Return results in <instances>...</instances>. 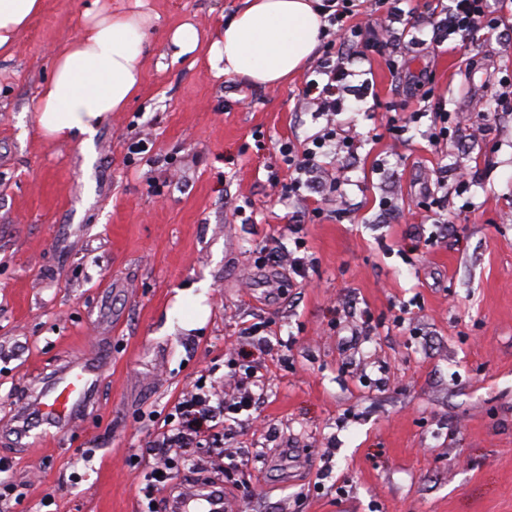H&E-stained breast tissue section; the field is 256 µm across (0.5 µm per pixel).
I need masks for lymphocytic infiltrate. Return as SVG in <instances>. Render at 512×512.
Instances as JSON below:
<instances>
[{
  "label": "lymphocytic infiltrate",
  "mask_w": 512,
  "mask_h": 512,
  "mask_svg": "<svg viewBox=\"0 0 512 512\" xmlns=\"http://www.w3.org/2000/svg\"><path fill=\"white\" fill-rule=\"evenodd\" d=\"M354 2L325 0L330 38L323 45L322 58L316 67L317 76L306 82L303 94L314 98L318 112L326 118V125L308 137L303 146L287 143L280 149L290 172L288 191L293 195L299 194L306 177L318 171V159L324 156L326 147L338 144L348 148L353 144L352 136L341 135L336 122L337 115L345 109L344 95L348 90L351 65L367 60L369 54L375 53L384 56L391 69H398L399 63L391 46L400 34L410 33L420 24L414 10L403 8V0H375V8L384 12L382 23L374 26L356 24L352 21ZM507 7V0H448L443 19L433 24L431 42L437 45L453 36L457 39L456 51L467 54L479 32L499 29ZM260 399V394L241 387L225 399L223 405L216 407L204 393L186 392L177 407L179 425L168 441L179 448L191 447L210 422L227 413L238 415L255 409Z\"/></svg>",
  "instance_id": "f902f5d3"
}]
</instances>
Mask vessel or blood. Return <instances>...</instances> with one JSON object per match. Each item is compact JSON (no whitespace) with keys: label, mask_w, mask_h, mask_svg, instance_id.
Segmentation results:
<instances>
[{"label":"vessel or blood","mask_w":512,"mask_h":512,"mask_svg":"<svg viewBox=\"0 0 512 512\" xmlns=\"http://www.w3.org/2000/svg\"><path fill=\"white\" fill-rule=\"evenodd\" d=\"M103 370V365L92 359L65 365L55 374L46 393L34 400V412L48 426H69L94 394ZM169 508L171 512H229L231 500L220 497L212 487L194 485L171 498Z\"/></svg>","instance_id":"obj_1"}]
</instances>
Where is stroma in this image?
<instances>
[{"mask_svg":"<svg viewBox=\"0 0 512 512\" xmlns=\"http://www.w3.org/2000/svg\"><path fill=\"white\" fill-rule=\"evenodd\" d=\"M86 3L44 0L0 55V512H168L215 481L235 512H512V16L464 58L424 24L397 71L356 63L348 183L313 208L267 182L326 125L302 97L313 66L251 86L165 45L186 18L214 38L244 0H150L127 109L88 148L40 139L33 105ZM424 86L473 128L431 144ZM291 252L303 275L269 260ZM80 357L105 370L78 422L18 434L25 398ZM246 383L256 411L172 449L146 502L181 394Z\"/></svg>","mask_w":512,"mask_h":512,"instance_id":"obj_1","label":"stroma"}]
</instances>
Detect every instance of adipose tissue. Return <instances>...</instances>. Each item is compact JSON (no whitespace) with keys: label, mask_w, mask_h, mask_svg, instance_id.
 <instances>
[{"label":"adipose tissue","mask_w":512,"mask_h":512,"mask_svg":"<svg viewBox=\"0 0 512 512\" xmlns=\"http://www.w3.org/2000/svg\"><path fill=\"white\" fill-rule=\"evenodd\" d=\"M320 0H245L211 41L192 20L170 29L173 58L206 55L216 76L278 86L308 64L324 20ZM44 0H0V53L12 54ZM155 13L149 0H89L75 33L53 52L34 104L39 135L55 144L92 142L112 113L125 109L144 80L143 57Z\"/></svg>","instance_id":"obj_1"}]
</instances>
